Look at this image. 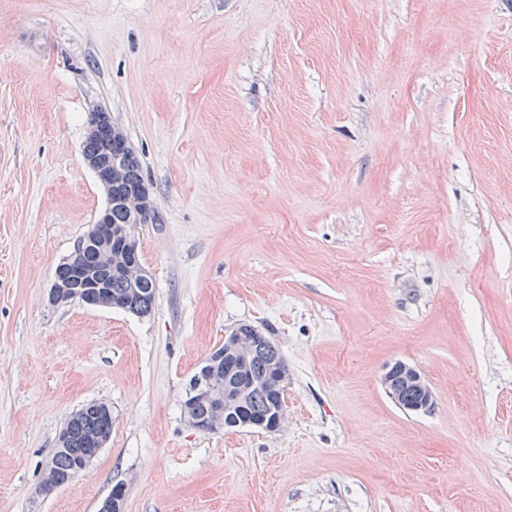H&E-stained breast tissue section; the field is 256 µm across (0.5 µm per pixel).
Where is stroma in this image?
<instances>
[{"instance_id": "1", "label": "stroma", "mask_w": 512, "mask_h": 512, "mask_svg": "<svg viewBox=\"0 0 512 512\" xmlns=\"http://www.w3.org/2000/svg\"><path fill=\"white\" fill-rule=\"evenodd\" d=\"M103 106L160 214L149 315L50 305L106 207ZM283 431L196 430L240 324ZM414 366L433 406L391 402ZM112 435L42 488L65 418ZM512 512V0H0V512ZM89 133L95 136H106L107 139L112 141H121L125 138L122 130L112 123V118L109 112H95L94 110L89 114ZM90 138L89 135L85 139L83 146L84 155H93L103 153L107 150H117L118 143L110 142L102 138ZM397 370H401L402 373L406 375L407 381L411 384L412 387L416 388L418 392L407 385L404 378L400 377L399 374L393 375V373ZM392 375L394 385L398 386L405 403L408 404L416 402L420 398L419 393L422 394L421 399L416 405L413 407H407L401 402L399 395L395 393L391 388ZM383 384L388 397L400 408L403 406L404 409L410 411H428L432 407L433 397L429 386L424 381L421 374L414 367L404 362H395L393 365L388 367L384 375Z\"/></svg>"}]
</instances>
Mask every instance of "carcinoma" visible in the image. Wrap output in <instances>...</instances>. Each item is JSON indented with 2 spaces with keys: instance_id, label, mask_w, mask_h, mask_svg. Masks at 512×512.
I'll return each instance as SVG.
<instances>
[{
  "instance_id": "obj_1",
  "label": "carcinoma",
  "mask_w": 512,
  "mask_h": 512,
  "mask_svg": "<svg viewBox=\"0 0 512 512\" xmlns=\"http://www.w3.org/2000/svg\"><path fill=\"white\" fill-rule=\"evenodd\" d=\"M111 148L116 150L118 146L100 137H88L85 139L83 153L93 155ZM143 183L139 158L134 149L130 148L125 152L121 174L112 179V209L108 215L109 224L103 225V228L111 225L117 229L136 222L156 223L155 210L149 204H144V213L137 217L130 214L124 204V199ZM108 246L109 238L104 235L85 244L80 257L94 276L108 280L109 297L116 302L115 308L134 315L139 311L149 314L155 301V282L133 285L121 275H108L97 260L98 253ZM210 358L214 360L213 384L218 387V392H224V387L227 386L237 396L234 404L224 412V428H235L237 421L243 417H269L275 412L277 397L272 382L271 365L275 362L285 363L283 354L275 346L262 342L257 344L248 370L244 373L224 370L225 366L233 363V358L224 355L222 346ZM101 423L98 406L94 402L81 407L78 418L67 417L65 427L70 429V433L63 443L66 451L56 457V468L61 475L71 472L82 461L85 452L90 448L88 439L100 431Z\"/></svg>"
}]
</instances>
